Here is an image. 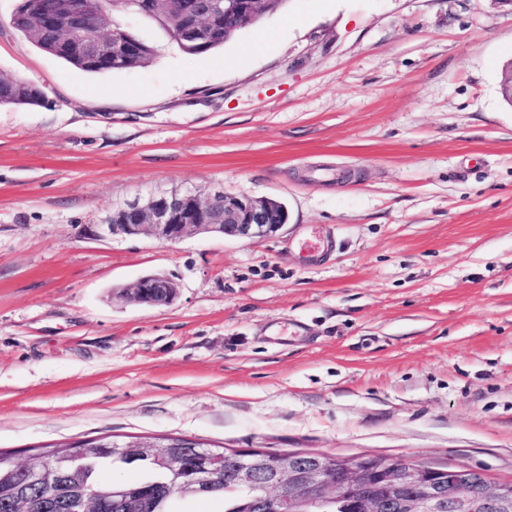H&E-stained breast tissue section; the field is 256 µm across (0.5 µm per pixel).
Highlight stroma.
<instances>
[{"label": "stroma", "mask_w": 512, "mask_h": 512, "mask_svg": "<svg viewBox=\"0 0 512 512\" xmlns=\"http://www.w3.org/2000/svg\"><path fill=\"white\" fill-rule=\"evenodd\" d=\"M0 0V449L113 434L414 460L512 481V7L288 0L92 75ZM284 203L275 235L89 236L149 189ZM330 232L321 258L297 243ZM162 273L175 303L113 289ZM41 89L32 82L13 78L8 86L0 87V106H42L47 97L41 93Z\"/></svg>", "instance_id": "1"}]
</instances>
